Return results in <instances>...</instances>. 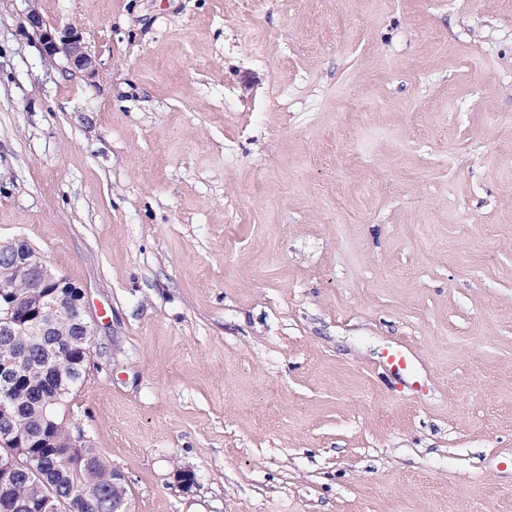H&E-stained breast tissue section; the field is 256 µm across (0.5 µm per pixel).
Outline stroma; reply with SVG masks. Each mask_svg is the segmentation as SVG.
<instances>
[{"instance_id":"obj_1","label":"stroma","mask_w":512,"mask_h":512,"mask_svg":"<svg viewBox=\"0 0 512 512\" xmlns=\"http://www.w3.org/2000/svg\"><path fill=\"white\" fill-rule=\"evenodd\" d=\"M16 235L131 512H512V0H0ZM28 22L39 39L44 59L48 63L52 62L56 54L63 52L76 69L85 71L92 69L93 58L88 53L81 34L76 30L67 28L60 35H56L47 28L44 29L43 19L35 11L28 15ZM417 365L418 361L413 351L403 344H397L388 351L383 361V366L388 370L407 378L415 373Z\"/></svg>"}]
</instances>
